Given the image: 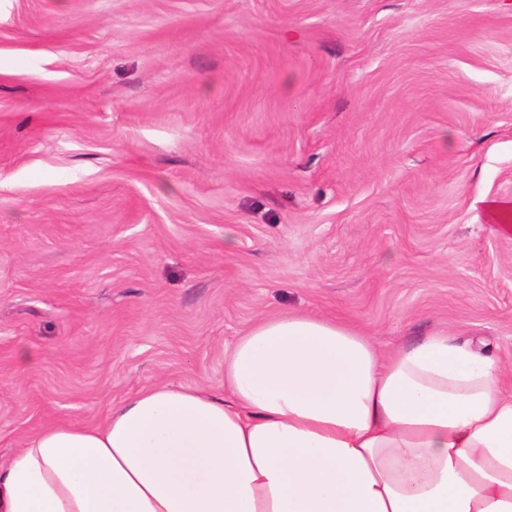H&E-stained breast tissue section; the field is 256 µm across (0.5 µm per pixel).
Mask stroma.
Listing matches in <instances>:
<instances>
[{
	"instance_id": "35a3bbf8",
	"label": "stroma",
	"mask_w": 512,
	"mask_h": 512,
	"mask_svg": "<svg viewBox=\"0 0 512 512\" xmlns=\"http://www.w3.org/2000/svg\"><path fill=\"white\" fill-rule=\"evenodd\" d=\"M492 199L512 0H0V461L284 313L512 368Z\"/></svg>"
}]
</instances>
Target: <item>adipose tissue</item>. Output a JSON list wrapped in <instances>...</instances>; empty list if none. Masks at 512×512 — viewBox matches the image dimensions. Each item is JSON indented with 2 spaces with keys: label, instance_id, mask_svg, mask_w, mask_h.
<instances>
[{
  "label": "adipose tissue",
  "instance_id": "ef3b65f1",
  "mask_svg": "<svg viewBox=\"0 0 512 512\" xmlns=\"http://www.w3.org/2000/svg\"><path fill=\"white\" fill-rule=\"evenodd\" d=\"M0 512H512V373L433 334L377 349L287 314L224 351V390L157 383L0 465Z\"/></svg>",
  "mask_w": 512,
  "mask_h": 512
}]
</instances>
